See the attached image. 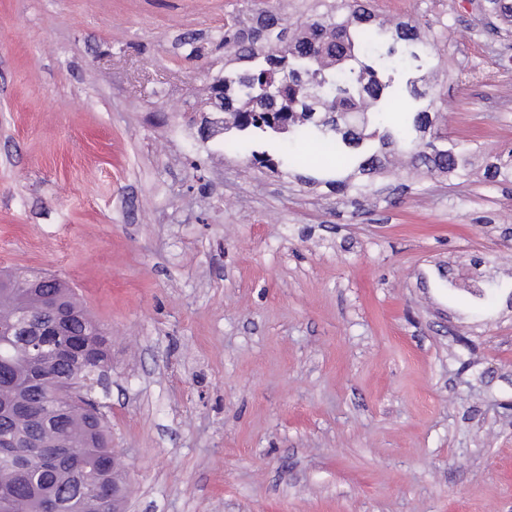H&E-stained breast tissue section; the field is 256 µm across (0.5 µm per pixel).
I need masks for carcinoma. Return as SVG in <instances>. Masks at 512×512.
<instances>
[{"instance_id": "1", "label": "carcinoma", "mask_w": 512, "mask_h": 512, "mask_svg": "<svg viewBox=\"0 0 512 512\" xmlns=\"http://www.w3.org/2000/svg\"><path fill=\"white\" fill-rule=\"evenodd\" d=\"M489 14L512 22V0H487ZM404 21L392 27L368 0H315L300 31L284 25L281 14L241 11L224 18L222 45L243 70H224L213 87L227 116L224 128L247 134L237 150L249 164L274 166L267 151L253 142L288 133L296 140H317L340 156L356 157L357 170L372 175L383 167L385 151L412 134L406 154L423 174L469 176L463 142L448 141L437 125L441 94L423 69L430 52L441 51L443 33L434 22ZM405 99L413 106L407 128L386 125L381 114ZM489 182H512V147L501 151L486 172ZM339 198L355 203L377 194L370 181L339 176L325 181ZM53 281L51 292L62 305L80 312L55 345L33 348L42 293L29 287L38 277ZM106 329L89 315L75 290L42 271L0 273V512H96L94 492L112 489V438L102 405L85 401L82 378L95 362L111 359ZM67 381L58 396L42 386Z\"/></svg>"}]
</instances>
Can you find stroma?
<instances>
[{
  "label": "stroma",
  "instance_id": "stroma-1",
  "mask_svg": "<svg viewBox=\"0 0 512 512\" xmlns=\"http://www.w3.org/2000/svg\"><path fill=\"white\" fill-rule=\"evenodd\" d=\"M293 0H0V270L76 289L112 335L126 512H512V26L479 0L432 58L467 179L397 163L343 203L307 144L201 139L224 14ZM203 55L190 57L191 46ZM318 177L315 185L302 183ZM502 283L475 303L448 267ZM486 172V180L489 182H512V147L501 151L495 157Z\"/></svg>",
  "mask_w": 512,
  "mask_h": 512
}]
</instances>
